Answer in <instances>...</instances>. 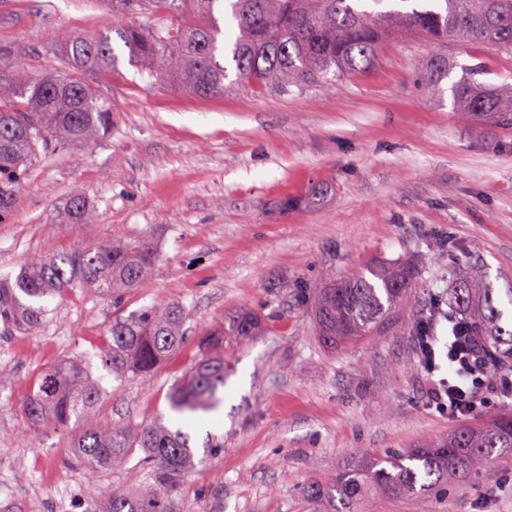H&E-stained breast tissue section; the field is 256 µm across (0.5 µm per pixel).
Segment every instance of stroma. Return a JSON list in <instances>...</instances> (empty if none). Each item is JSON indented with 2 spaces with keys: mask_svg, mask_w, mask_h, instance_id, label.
I'll use <instances>...</instances> for the list:
<instances>
[{
  "mask_svg": "<svg viewBox=\"0 0 512 512\" xmlns=\"http://www.w3.org/2000/svg\"><path fill=\"white\" fill-rule=\"evenodd\" d=\"M110 20L99 0H0V68L17 57L43 74L58 64L47 49L54 32H97ZM448 50L483 63L486 81L512 83V55L453 40ZM432 51L417 38L391 41L334 90L288 95L197 96L153 86L125 60L91 77L118 108L112 132L28 170L0 222V277L31 256L113 237H149L160 271L120 306L78 290L49 300L26 338L0 334L1 508L83 512L89 483L66 461L72 430L28 429L21 404L38 371L66 355L95 359L112 319L145 306L182 303L196 333L241 310L266 322L253 342L224 347V405L192 435L195 447H222L173 494V512H310L302 486L459 427L429 407L404 321L330 350L311 312L326 276L375 261L426 267V293L445 292L448 265L434 255L444 239L496 295L512 288V122L464 117L422 89L418 68ZM76 193L92 221L68 215ZM195 355L187 342L145 383L104 377L101 421L140 425L167 412V391ZM428 507L512 512V463Z\"/></svg>",
  "mask_w": 512,
  "mask_h": 512,
  "instance_id": "stroma-1",
  "label": "stroma"
}]
</instances>
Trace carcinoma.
I'll list each match as a JSON object with an SVG mask.
<instances>
[{"instance_id": "obj_1", "label": "carcinoma", "mask_w": 512, "mask_h": 512, "mask_svg": "<svg viewBox=\"0 0 512 512\" xmlns=\"http://www.w3.org/2000/svg\"><path fill=\"white\" fill-rule=\"evenodd\" d=\"M114 22L86 36L63 31L52 48L62 51L65 69L33 77L16 60L0 69V220L13 211L22 178L30 166L59 144L80 149L112 132L116 107L82 75L108 74L118 67L119 40L128 63L159 87H178L201 96L249 89L303 93L332 89L342 78L378 61L385 43L397 36L441 45L450 39L480 44L512 55V0H110ZM134 14L137 21L115 19ZM459 78H454L456 70ZM484 69L463 64L442 51L420 67L421 81L469 117L512 120V85L478 79ZM74 219L87 220L86 199H69ZM159 270L146 238L76 244L62 255L29 259L13 280H0V324L35 328L44 319L47 297L86 289L116 303ZM424 270L408 263L372 265L352 279L331 278L319 289L314 317L324 347L364 342L390 319L406 314L417 336L435 335L442 313L419 312L414 288ZM502 300L478 278H455L447 317L462 321L458 336L469 338L488 370H512V327L502 325ZM187 313L178 303L150 306L113 318L103 333L99 359L112 378H146L188 336ZM263 318L241 310L200 334L198 357L168 393L170 410L184 416L208 412L221 403L224 341L240 344L261 335ZM103 393L92 367L66 358L37 372L22 414L37 428L79 429L74 453L93 488L85 512H170V498L197 465L189 433L163 419L146 425H102L95 419ZM143 453L151 483L144 492L111 490L98 483L107 468L124 466ZM512 460V413L414 448L383 449L347 465L330 480L308 484L302 494L315 512H387L383 500L424 501L450 483L474 484L503 461Z\"/></svg>"}]
</instances>
